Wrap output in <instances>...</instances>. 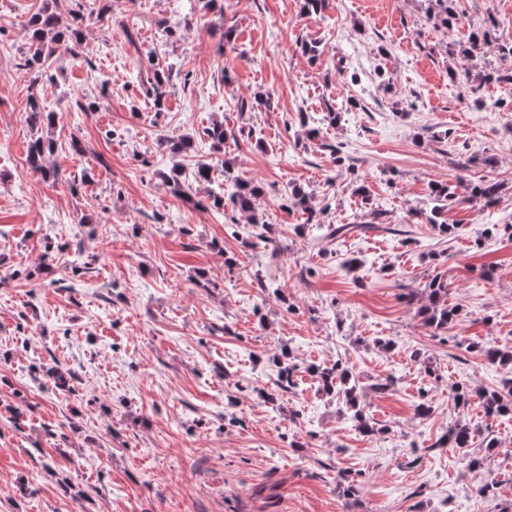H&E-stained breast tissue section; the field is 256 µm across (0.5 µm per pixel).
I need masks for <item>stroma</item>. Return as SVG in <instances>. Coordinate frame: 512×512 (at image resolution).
<instances>
[{
	"label": "stroma",
	"instance_id": "stroma-1",
	"mask_svg": "<svg viewBox=\"0 0 512 512\" xmlns=\"http://www.w3.org/2000/svg\"><path fill=\"white\" fill-rule=\"evenodd\" d=\"M426 7L87 0L76 21L62 0H0V512H512V414L454 398L512 377L483 355L512 349V112L498 108L512 57L496 46L512 0H462L448 30ZM44 9L78 24L82 50L59 45L38 76L25 61ZM486 27L475 62L511 79L474 93L449 74ZM33 98L54 123L31 122ZM37 137L59 181L30 170ZM200 163L214 192L259 183L271 244L245 215L188 201ZM485 180L501 185L488 208L468 199ZM436 183L454 203L438 208ZM328 224L370 230L321 251ZM436 274L460 309L442 336L403 298ZM336 362L376 433L310 373ZM456 423L469 447H436Z\"/></svg>",
	"mask_w": 512,
	"mask_h": 512
}]
</instances>
